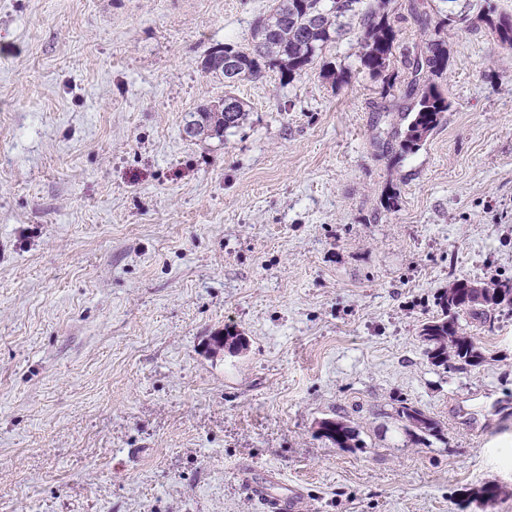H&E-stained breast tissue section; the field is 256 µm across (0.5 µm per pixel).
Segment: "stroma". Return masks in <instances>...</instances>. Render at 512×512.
I'll return each instance as SVG.
<instances>
[{
    "instance_id": "stroma-1",
    "label": "stroma",
    "mask_w": 512,
    "mask_h": 512,
    "mask_svg": "<svg viewBox=\"0 0 512 512\" xmlns=\"http://www.w3.org/2000/svg\"><path fill=\"white\" fill-rule=\"evenodd\" d=\"M274 5L0 0V512H257L244 464L302 512H512V311L479 366L419 337L454 280L512 277V49L468 0H388L386 77L351 31L188 136L226 92L203 57ZM438 37L450 108L404 154L403 55ZM228 329L246 349L210 350ZM340 416L361 447L322 437ZM225 102H229L230 106L225 108ZM218 107L222 106L224 112H218L206 106H201L194 119L190 121L189 125H192L199 129L198 136L201 135L205 130L208 132L206 136L209 137H223L224 133L229 130L238 128L246 115L244 103L233 95H227L224 97V101L218 103ZM187 133L190 136L197 137L190 130L187 129ZM194 134V135H191ZM397 416L417 442L429 444L428 437L437 438L441 433L439 422L414 405L402 404L397 410Z\"/></svg>"
}]
</instances>
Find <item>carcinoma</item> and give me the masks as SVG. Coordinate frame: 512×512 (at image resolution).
<instances>
[{"mask_svg":"<svg viewBox=\"0 0 512 512\" xmlns=\"http://www.w3.org/2000/svg\"><path fill=\"white\" fill-rule=\"evenodd\" d=\"M360 19L359 40L363 49L361 64L374 76H381L390 66L395 52L396 32L383 2L364 6V0H277L273 12L257 18L251 28L253 48L244 52L231 45L210 50L202 60V70L224 77V86L232 88L239 82L256 77L267 69H279L288 83L304 73L322 54L326 46L345 32L347 20ZM501 45L512 49V17L492 12L480 15ZM233 59L236 80H231L223 62ZM404 64L410 73L405 98L408 104L403 116L405 126L394 133L402 153L418 150L427 137L444 120L450 103L439 91L432 77L448 69V46L442 39L431 40L420 52L405 54ZM230 106L222 112L200 107L191 125L209 137L220 138L240 126L245 106L233 95L224 97ZM440 313L426 322L420 338L425 353L437 367H448L454 359L469 366L486 362L480 339L460 319L467 317L481 327L492 328L495 313L512 309V277L461 279L452 282L438 297ZM397 416L405 430L416 441L429 443L438 437L437 420L414 405L403 404ZM322 434L338 448L360 447L359 433L344 419L322 421Z\"/></svg>","mask_w":512,"mask_h":512,"instance_id":"1","label":"carcinoma"}]
</instances>
